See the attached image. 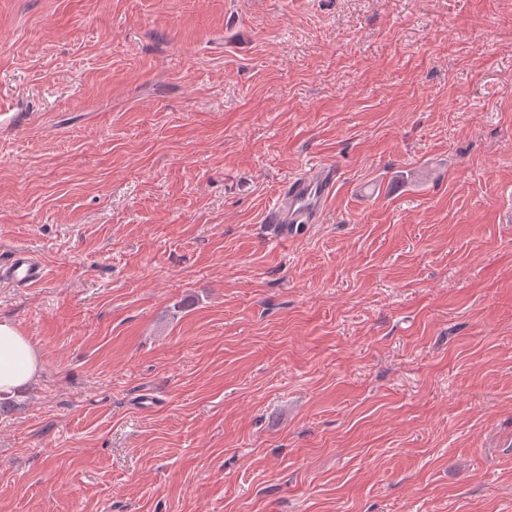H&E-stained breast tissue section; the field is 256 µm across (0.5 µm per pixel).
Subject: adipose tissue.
<instances>
[{"label": "adipose tissue", "mask_w": 512, "mask_h": 512, "mask_svg": "<svg viewBox=\"0 0 512 512\" xmlns=\"http://www.w3.org/2000/svg\"><path fill=\"white\" fill-rule=\"evenodd\" d=\"M41 368V354L30 338L10 321H0V398L16 396Z\"/></svg>", "instance_id": "ef3b65f1"}]
</instances>
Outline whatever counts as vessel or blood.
<instances>
[{
	"label": "vessel or blood",
	"instance_id": "b4317fda",
	"mask_svg": "<svg viewBox=\"0 0 512 512\" xmlns=\"http://www.w3.org/2000/svg\"><path fill=\"white\" fill-rule=\"evenodd\" d=\"M335 185L336 169L325 163L290 178L279 201L266 216L273 238L283 241L295 237L306 225L316 223ZM45 278L44 267L29 251L19 248L0 253L1 284L29 288Z\"/></svg>",
	"mask_w": 512,
	"mask_h": 512
}]
</instances>
